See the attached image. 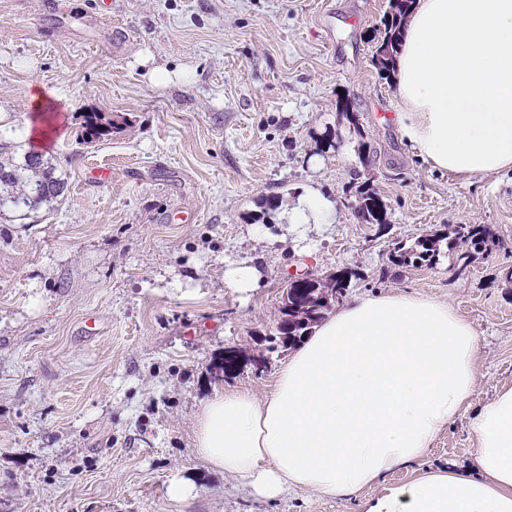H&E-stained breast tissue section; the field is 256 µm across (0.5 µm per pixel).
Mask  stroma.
I'll use <instances>...</instances> for the list:
<instances>
[{
    "label": "stroma",
    "instance_id": "stroma-1",
    "mask_svg": "<svg viewBox=\"0 0 512 512\" xmlns=\"http://www.w3.org/2000/svg\"><path fill=\"white\" fill-rule=\"evenodd\" d=\"M48 1L0 0V117L44 128L68 177L62 203L0 215V512H361L362 497H259L195 453L201 402L264 395L291 354L269 340L295 276L347 273L350 301L452 304L482 339L473 408L512 385V174L466 184L402 139L374 63L389 0H112L108 19L96 0ZM140 51L173 81L150 83ZM91 112L108 131L85 141ZM93 162L111 165L106 185L84 184ZM355 180L387 227L358 218ZM310 191L324 221L290 225ZM459 224L485 226L487 245L466 250ZM432 234L433 266L393 264ZM241 261L262 272L255 291L224 283ZM228 349L230 374L215 367ZM437 469L475 473L465 418L363 497ZM179 478L196 487L182 507L167 496Z\"/></svg>",
    "mask_w": 512,
    "mask_h": 512
}]
</instances>
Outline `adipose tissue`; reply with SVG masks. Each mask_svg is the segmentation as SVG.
Here are the masks:
<instances>
[{"mask_svg":"<svg viewBox=\"0 0 512 512\" xmlns=\"http://www.w3.org/2000/svg\"><path fill=\"white\" fill-rule=\"evenodd\" d=\"M392 79L402 135L428 165L466 182L512 170V0H414ZM479 350L448 303L353 300L305 338L268 394L205 401L195 451L265 498L356 496L463 416L476 474L428 472L364 499L362 512H512V385L472 409Z\"/></svg>","mask_w":512,"mask_h":512,"instance_id":"1","label":"adipose tissue"}]
</instances>
